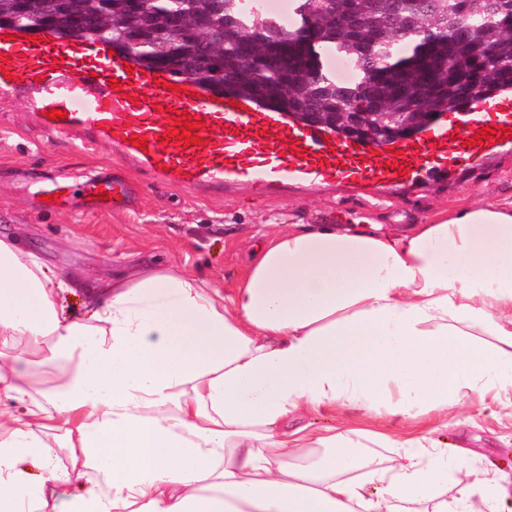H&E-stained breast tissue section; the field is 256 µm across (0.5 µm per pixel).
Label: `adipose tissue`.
<instances>
[{
    "label": "adipose tissue",
    "instance_id": "1",
    "mask_svg": "<svg viewBox=\"0 0 512 512\" xmlns=\"http://www.w3.org/2000/svg\"><path fill=\"white\" fill-rule=\"evenodd\" d=\"M125 260L73 318L74 281L0 236V512H499L427 426L512 411V195L406 233L276 225L224 289Z\"/></svg>",
    "mask_w": 512,
    "mask_h": 512
}]
</instances>
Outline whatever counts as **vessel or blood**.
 <instances>
[{
  "instance_id": "b4317fda",
  "label": "vessel or blood",
  "mask_w": 512,
  "mask_h": 512,
  "mask_svg": "<svg viewBox=\"0 0 512 512\" xmlns=\"http://www.w3.org/2000/svg\"><path fill=\"white\" fill-rule=\"evenodd\" d=\"M126 60L102 41L63 43L49 35L36 42L11 40L0 29V85L34 91L31 106L46 133H91L120 147L151 176L189 187H221L246 177L274 189L365 183L389 190L424 175L480 165L512 147L510 93L470 103L462 126L443 120L415 139L378 151L337 140L248 98L238 108L221 90L203 92L163 71L126 70ZM172 80L177 89H169ZM52 109L65 112V119H49ZM183 116L200 123V144L166 140L171 121ZM486 126L494 129L493 139L469 145ZM135 135L146 136V147L132 145Z\"/></svg>"
}]
</instances>
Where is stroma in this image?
<instances>
[{
	"label": "stroma",
	"mask_w": 512,
	"mask_h": 512,
	"mask_svg": "<svg viewBox=\"0 0 512 512\" xmlns=\"http://www.w3.org/2000/svg\"><path fill=\"white\" fill-rule=\"evenodd\" d=\"M28 96L22 88L0 90V234L23 230L26 247L53 273L75 279L109 277L123 254L136 252L145 262L182 266L226 286L243 276L252 245L271 221L343 228L365 218L403 231L439 212L512 193L506 148L477 167L382 194L364 185L275 191L246 183L204 194L153 180L108 143L87 149L77 136L51 140L30 114ZM60 173L69 181L67 204L42 207L41 189ZM114 175L130 186L124 207L89 200L87 181ZM460 417L435 440L464 449L473 466L512 476V421L498 418L488 403L467 404Z\"/></svg>",
	"instance_id": "35a3bbf8"
}]
</instances>
